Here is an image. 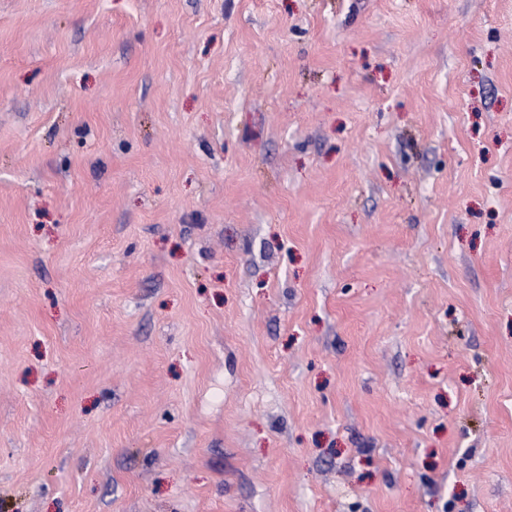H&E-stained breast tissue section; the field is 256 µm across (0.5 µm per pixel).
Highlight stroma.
I'll list each match as a JSON object with an SVG mask.
<instances>
[{
  "label": "stroma",
  "instance_id": "obj_1",
  "mask_svg": "<svg viewBox=\"0 0 512 512\" xmlns=\"http://www.w3.org/2000/svg\"><path fill=\"white\" fill-rule=\"evenodd\" d=\"M0 512H512V0H0Z\"/></svg>",
  "mask_w": 512,
  "mask_h": 512
}]
</instances>
